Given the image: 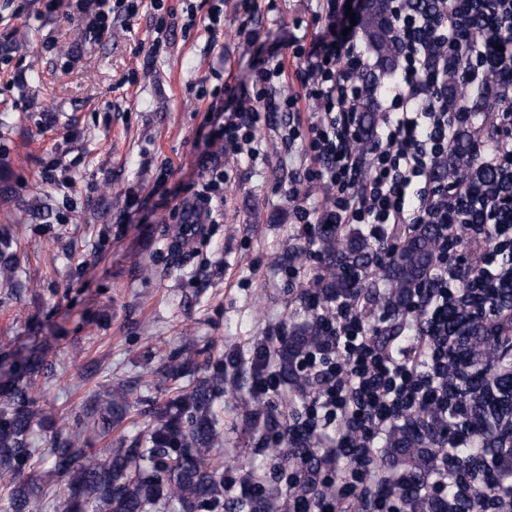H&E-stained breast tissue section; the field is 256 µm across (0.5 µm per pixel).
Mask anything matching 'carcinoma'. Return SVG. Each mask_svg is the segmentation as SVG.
<instances>
[{
	"label": "carcinoma",
	"mask_w": 512,
	"mask_h": 512,
	"mask_svg": "<svg viewBox=\"0 0 512 512\" xmlns=\"http://www.w3.org/2000/svg\"><path fill=\"white\" fill-rule=\"evenodd\" d=\"M366 30L383 61L390 69L394 60V29L380 7H375ZM432 177L446 181L463 196L469 180L476 178L486 188L503 186L498 173L480 165L473 150L472 134L461 129L448 157L438 161ZM457 224L448 225V236L469 245V227L484 223L482 212L464 211ZM322 265L310 274L308 287L326 300L363 289L382 287L378 306L392 320L406 310V290L425 280L437 249L438 228L420 224L395 247L388 264L377 266L376 250L354 231L342 238L329 225L318 228ZM512 306V285L487 289L484 299L467 308L463 303L448 308V356L456 365V375L448 394L466 401L470 422L483 430L472 435L462 456L455 460L465 476V484L487 485V471L503 441L512 439V373L495 368V345L483 335V318L491 311ZM318 343L313 329L286 338L277 350L278 375L290 389L301 378L297 355ZM45 369L44 358L31 354L17 362L10 376L0 381V476L8 478L6 512H38V503L47 487L36 474L43 460H49L47 475L65 489L62 512H160L179 508L182 512H223L224 471L214 455L222 443L216 410L224 392V375L210 379L195 376V357L187 352L166 364L157 374L166 380L188 382L176 388V397L151 412L147 433L129 448H94L90 439L103 440L126 416L131 388L119 384L92 396L79 415V429L56 432L48 448L32 447L34 428L48 416L36 406L32 395L36 378ZM395 445L403 449V472L418 487L435 468V449L425 436H415L409 424L398 429ZM402 512H470L472 502L466 488L446 498L427 501L416 498L407 488L399 489ZM236 508L248 512H273L274 504L256 498L236 500Z\"/></svg>",
	"instance_id": "1"
}]
</instances>
